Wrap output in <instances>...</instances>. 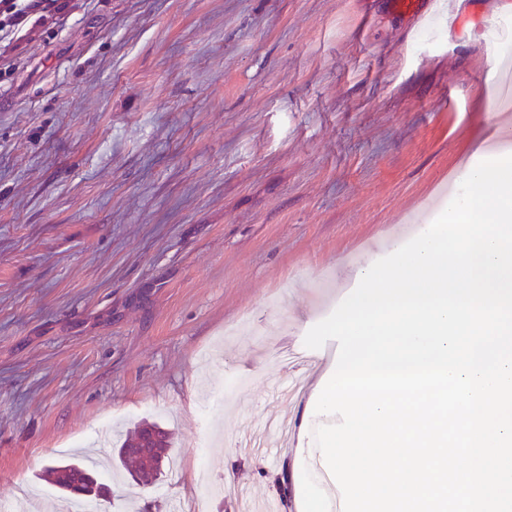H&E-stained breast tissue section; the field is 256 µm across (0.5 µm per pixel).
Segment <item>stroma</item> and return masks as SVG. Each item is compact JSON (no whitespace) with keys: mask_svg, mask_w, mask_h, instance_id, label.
Returning <instances> with one entry per match:
<instances>
[{"mask_svg":"<svg viewBox=\"0 0 512 512\" xmlns=\"http://www.w3.org/2000/svg\"><path fill=\"white\" fill-rule=\"evenodd\" d=\"M499 2L417 36L393 0H81L0 64V501L56 512L48 462L148 420L172 466L100 473V512H240L198 494L203 442L216 480L296 512L334 367L286 400L271 361L353 288L312 277L389 255L512 150ZM273 416L285 449L238 445Z\"/></svg>","mask_w":512,"mask_h":512,"instance_id":"35a3bbf8","label":"stroma"}]
</instances>
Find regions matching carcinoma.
Returning <instances> with one entry per match:
<instances>
[{"label":"carcinoma","instance_id":"cac0c4a2","mask_svg":"<svg viewBox=\"0 0 512 512\" xmlns=\"http://www.w3.org/2000/svg\"><path fill=\"white\" fill-rule=\"evenodd\" d=\"M169 433L155 422H142L133 438L121 447L112 449L113 458L131 473L141 477H157L164 466L156 464L161 456L168 461ZM42 477L48 479L65 497L79 495L78 488L85 480L97 478L96 471L80 459L51 462L43 470Z\"/></svg>","mask_w":512,"mask_h":512}]
</instances>
